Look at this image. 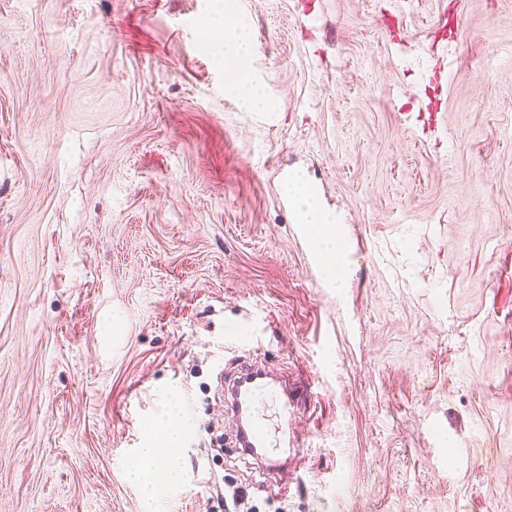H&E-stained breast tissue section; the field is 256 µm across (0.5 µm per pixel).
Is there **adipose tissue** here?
Returning a JSON list of instances; mask_svg holds the SVG:
<instances>
[{"label": "adipose tissue", "instance_id": "obj_1", "mask_svg": "<svg viewBox=\"0 0 512 512\" xmlns=\"http://www.w3.org/2000/svg\"><path fill=\"white\" fill-rule=\"evenodd\" d=\"M217 29L223 36L226 47L224 70L229 75V88L248 101H256L255 90L248 86L237 65L238 59L249 50L245 26L230 24L221 19L217 22ZM292 192L299 199L301 214L309 226L313 244L322 253L329 270H336L341 240L336 233L335 224H332L328 216L321 211L303 183H295ZM184 435L183 426L173 425L165 431L162 442L151 441L138 448L137 460L131 473L140 482L147 499H156L161 485L173 486L181 483V447Z\"/></svg>", "mask_w": 512, "mask_h": 512}]
</instances>
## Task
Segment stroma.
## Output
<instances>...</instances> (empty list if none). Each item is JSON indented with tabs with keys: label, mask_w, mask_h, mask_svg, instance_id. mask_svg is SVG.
I'll use <instances>...</instances> for the list:
<instances>
[{
	"label": "stroma",
	"mask_w": 512,
	"mask_h": 512,
	"mask_svg": "<svg viewBox=\"0 0 512 512\" xmlns=\"http://www.w3.org/2000/svg\"><path fill=\"white\" fill-rule=\"evenodd\" d=\"M232 4L256 104L220 0H0V512H512V0ZM248 368L299 400L284 492ZM217 30L224 38L227 50L224 52V71L229 74L228 86L231 90L241 94L246 100H257L256 92L249 87L247 81L241 76L238 63L242 55L249 51L246 28L243 24H228L223 16L217 21ZM292 192L299 198L301 214L308 224L313 244L322 253L328 270L336 274L337 259L340 254L341 239L336 233V225L324 214L315 199L302 182L294 184ZM266 377L269 376L264 370H249L232 385L234 388L236 384L249 380L244 383L247 387L246 391H244V384L238 387L234 401L231 400L230 405L233 418L236 420L242 418V425L240 427L238 424L237 429V434L241 432L244 436L243 442H240L241 451L244 455L250 456L249 452L252 449L253 456L266 463L272 470L288 465L290 459L294 468L300 467L303 457L298 451L290 457V448H288L289 456L276 457L279 448H276L277 444L273 441L269 419L273 414L277 418L287 416V420L283 421L288 422V413H292L295 402L292 396L294 390L279 391L270 386L275 383L267 380ZM269 411H273L271 415L268 414ZM184 435L182 425H172L164 432L162 445L149 440L146 445L137 448V460L131 474L140 482L148 500H156L161 485L173 486L182 482L181 447ZM155 474L162 481L155 479Z\"/></svg>",
	"instance_id": "35a3bbf8"
}]
</instances>
